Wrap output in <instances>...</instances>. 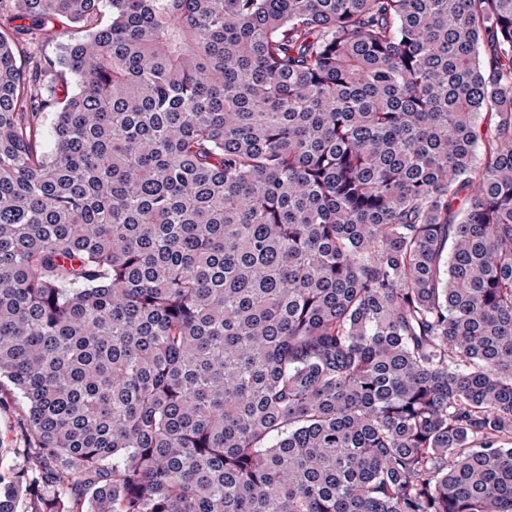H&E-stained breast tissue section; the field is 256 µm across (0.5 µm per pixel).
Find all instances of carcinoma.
Masks as SVG:
<instances>
[{
	"mask_svg": "<svg viewBox=\"0 0 512 512\" xmlns=\"http://www.w3.org/2000/svg\"><path fill=\"white\" fill-rule=\"evenodd\" d=\"M15 6L0 512H512V0ZM54 26V28H53ZM67 30L65 25L54 22L50 27L41 31H32V34L22 35V39L16 41L15 50L22 62L29 58L41 56L54 59L59 55L60 44L63 41L59 37ZM0 473L6 474L24 462L22 448H28L27 406L5 379L0 387Z\"/></svg>",
	"mask_w": 512,
	"mask_h": 512,
	"instance_id": "carcinoma-1",
	"label": "carcinoma"
}]
</instances>
